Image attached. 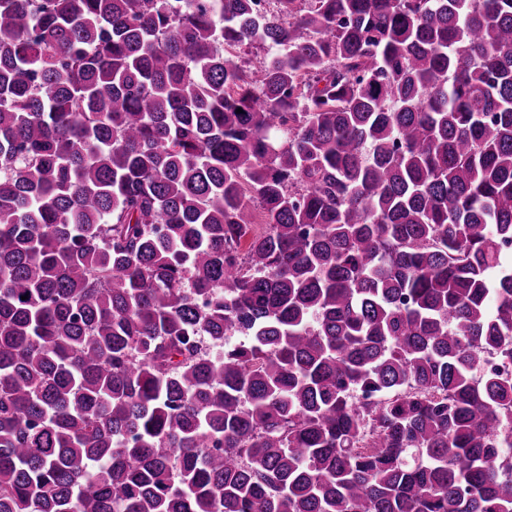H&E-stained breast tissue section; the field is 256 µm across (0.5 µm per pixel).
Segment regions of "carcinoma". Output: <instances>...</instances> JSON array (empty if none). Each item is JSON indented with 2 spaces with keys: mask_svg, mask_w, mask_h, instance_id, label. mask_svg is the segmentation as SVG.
I'll return each mask as SVG.
<instances>
[{
  "mask_svg": "<svg viewBox=\"0 0 512 512\" xmlns=\"http://www.w3.org/2000/svg\"><path fill=\"white\" fill-rule=\"evenodd\" d=\"M509 241L512 0H0V512H512Z\"/></svg>",
  "mask_w": 512,
  "mask_h": 512,
  "instance_id": "1",
  "label": "carcinoma"
}]
</instances>
